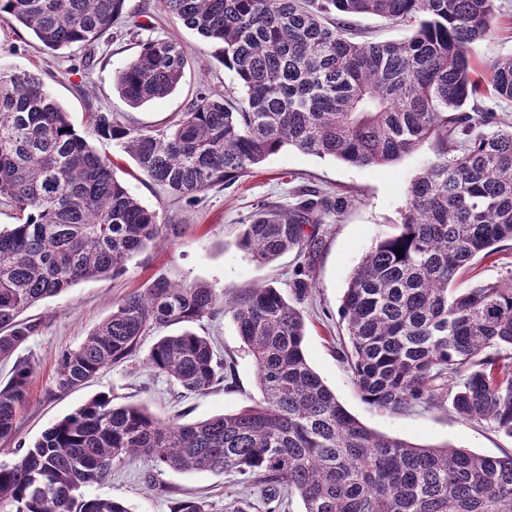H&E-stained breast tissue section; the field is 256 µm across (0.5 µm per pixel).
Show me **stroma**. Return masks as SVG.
<instances>
[{
  "label": "stroma",
  "instance_id": "1",
  "mask_svg": "<svg viewBox=\"0 0 512 512\" xmlns=\"http://www.w3.org/2000/svg\"><path fill=\"white\" fill-rule=\"evenodd\" d=\"M498 4L489 35L473 47L474 59L482 64L512 54V0H498ZM126 7V23H145V30L135 37L101 42L96 49L97 64L89 70L80 63L81 51L44 50L26 29L0 24V68L39 74L68 112L74 128L90 136L100 155L112 159L117 179L156 211L159 223L175 227L169 243L133 256L121 275L80 282L26 311V318L37 329L14 359L0 360V384L11 377L18 359L32 364L34 373L18 432L13 440L0 441V460L13 459L18 446L33 444L45 429L101 391L112 392L121 403L146 406L164 422L177 414L190 422L232 413L260 399L254 361L243 348L231 314L220 309L190 323L189 328L212 340L218 358L233 360L232 383H217L202 396H181L170 379L146 363L158 338L152 332L142 338L126 362L103 369L84 388L58 395L50 387L59 355L77 348L111 312L113 301L146 288L156 276L202 283L219 293L267 283L287 290L296 264L294 254L261 265L238 247L237 237L260 205L288 207L306 188L344 202L320 230L322 242L310 259L315 287L301 306L306 323L304 351L313 370L354 417L379 434L421 447L448 445L483 456L512 453L511 437L488 425L460 419L446 402L397 414L369 407L341 353L348 341L340 315L348 281L375 240L400 223L411 180L435 158L433 142L422 143L395 164L364 167L286 147L231 188L213 187L193 203L174 199L163 187L148 182L115 142L93 136V112L107 111L121 122L164 130L198 92L236 94L240 88L217 46L166 15L158 0H127ZM159 36L180 42L189 61L185 75L167 98L130 106L115 90L114 78L135 58L140 42ZM148 468L141 458L115 465L87 493L121 499L130 512H171L168 490L174 487L181 498L204 501L205 512H224L235 497L248 498L252 512H266L259 488L237 483L235 476L165 469L156 472V485L151 488L144 480Z\"/></svg>",
  "mask_w": 512,
  "mask_h": 512
}]
</instances>
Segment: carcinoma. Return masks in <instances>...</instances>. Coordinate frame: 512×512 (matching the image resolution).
Wrapping results in <instances>:
<instances>
[{
    "mask_svg": "<svg viewBox=\"0 0 512 512\" xmlns=\"http://www.w3.org/2000/svg\"><path fill=\"white\" fill-rule=\"evenodd\" d=\"M495 0H161L163 10L219 46L241 98L201 92L167 131L110 112L92 134L119 144L151 182L195 202L230 188L285 147L355 166L389 165L430 138L436 159L408 189L401 223L376 239L341 303L344 355L363 401L390 413L450 402L462 419L512 437V279L457 287L473 261L512 242V124L475 104L512 103V56L485 64L473 45L491 31ZM126 0H0V22L50 51L85 50L125 18ZM414 24L375 42L351 18ZM187 60L172 39L140 45L115 76L132 107L162 100ZM0 359L34 326L32 306L81 281L125 270L167 235L156 213L117 180L113 163L77 133L41 77L0 69ZM342 202L306 190L288 209L261 207L238 246L261 264L293 252L292 298L271 285L229 296L159 275L112 304L82 344L63 352L51 390L82 388L130 358L149 332L231 314L253 357L262 398L192 422L156 419L101 392L0 461V512H129L85 488L132 456L155 469L218 472L261 487L267 512L297 495L303 512H512V454L481 457L373 432L308 364L298 305L314 283L304 257ZM403 249L396 256V249ZM146 364L186 395L232 378L205 336H161ZM33 367L0 387V440L12 438Z\"/></svg>",
    "mask_w": 512,
    "mask_h": 512,
    "instance_id": "obj_1",
    "label": "carcinoma"
}]
</instances>
